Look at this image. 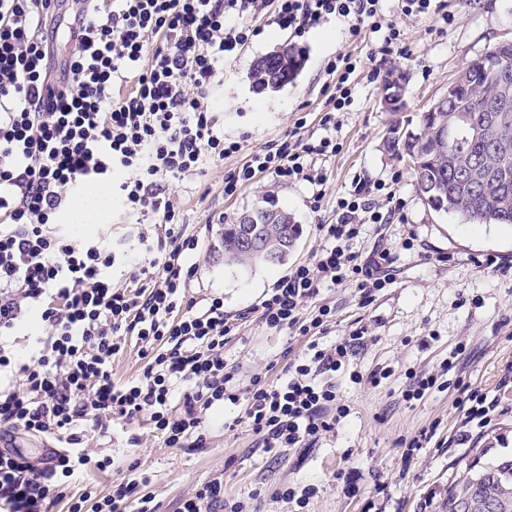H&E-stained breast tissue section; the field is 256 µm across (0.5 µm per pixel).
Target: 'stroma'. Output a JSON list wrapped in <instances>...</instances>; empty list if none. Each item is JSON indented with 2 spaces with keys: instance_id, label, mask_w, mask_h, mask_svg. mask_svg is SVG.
<instances>
[{
  "instance_id": "obj_1",
  "label": "stroma",
  "mask_w": 512,
  "mask_h": 512,
  "mask_svg": "<svg viewBox=\"0 0 512 512\" xmlns=\"http://www.w3.org/2000/svg\"><path fill=\"white\" fill-rule=\"evenodd\" d=\"M451 22L436 17L411 20L401 16L398 0H386L389 20L403 33L411 55L381 58V33L364 41L348 38L346 22L331 19L297 37L275 26L239 49L224 63V74L211 96L223 115L225 137L242 141L245 151L292 131L306 118L309 131L318 128L321 88L327 63L337 53L360 61L354 103L336 115L340 149L321 164L326 182L321 209L310 201L316 188L305 181L280 183L258 177L232 199L224 197V173L239 158L205 165L192 180L172 185L171 198L186 235L198 241L189 261L195 274L187 290L194 299L218 295L224 312L237 314L257 304L274 281L294 265L308 261L323 247L317 227L336 220V200L347 196L353 178L373 184L401 172L400 194L406 200L404 223L366 225L355 249L368 253L374 245L390 248L396 257L392 284L362 305L355 285L324 288L319 303L335 316L325 344L346 336L352 325L367 330L364 346L335 375L336 391L347 413L334 430L308 448L264 452L240 408L208 414L207 446L199 451L166 447L150 433L146 419L132 420L106 452L122 476L149 471V487L158 512H177L179 502L197 484L224 478V499L242 502L246 512H288L277 498L286 484L316 489L303 512H439L461 448L428 446L405 458L402 440L438 423L444 436L457 433L464 419L456 408L457 380L488 395H498L500 379L512 365V227L487 224L469 227L453 214L435 211L416 192L407 160L391 155L385 139L397 120L381 100L385 78H406L408 115L427 110L443 96L457 73L493 45L512 40V0H448ZM333 33L323 43L321 32ZM286 44L304 52L294 81L276 92L257 91L250 80L255 62ZM274 204L291 214L299 233L287 259L277 265H225L215 245L222 224L238 223L256 207ZM446 262H439V255ZM462 354H455V347ZM305 337L267 328L250 318L239 336L224 346V361L235 372L237 388L253 377L277 381L291 359L304 353ZM384 371L379 384L371 374ZM434 375L441 388L420 400H405L413 376ZM491 421L474 430L470 446L487 449L488 459L512 452V391L500 395ZM139 445H130V437Z\"/></svg>"
}]
</instances>
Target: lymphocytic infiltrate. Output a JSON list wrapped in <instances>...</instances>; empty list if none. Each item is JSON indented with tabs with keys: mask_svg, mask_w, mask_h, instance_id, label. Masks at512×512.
Wrapping results in <instances>:
<instances>
[{
	"mask_svg": "<svg viewBox=\"0 0 512 512\" xmlns=\"http://www.w3.org/2000/svg\"><path fill=\"white\" fill-rule=\"evenodd\" d=\"M383 0H0V512H52L72 479L106 471L99 448L118 425L147 417L170 448L206 446V414L245 401V419L266 450L303 448L335 429L345 414L334 383L367 329L355 327L321 346L334 317L317 298L328 285L354 284L363 302L393 281L395 257L383 245L353 251L364 224L404 218L395 186L378 205L368 186L336 200V221L319 225L325 241L313 260L289 270L255 305L232 316L224 300H187L194 276L187 255L198 241L181 229L168 181L197 175L206 163L242 152L225 137L209 88L224 56L260 33L253 18L303 36L330 17L348 19L351 39L383 31L382 54L408 58L400 28L384 18ZM360 65L348 53L327 63L318 124L323 137L296 129L251 151L224 175L231 198L261 174L322 185L312 170L333 154L336 115L354 102ZM111 183L118 212L140 224V247L128 253L103 241L73 243L61 222L91 182ZM128 281L112 279L115 264ZM43 336L24 350L10 338L32 314ZM266 327L307 337L304 358L286 364L287 379L253 378L244 393L228 384L224 345L250 316ZM136 348L140 375L115 379L112 360ZM46 442L38 456L19 435ZM149 474L113 481L98 498L83 493L68 512H157L144 493ZM179 512H243L226 506L224 479L196 486Z\"/></svg>",
	"mask_w": 512,
	"mask_h": 512,
	"instance_id": "f902f5d3",
	"label": "lymphocytic infiltrate"
}]
</instances>
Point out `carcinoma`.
Masks as SVG:
<instances>
[{
	"instance_id": "cac0c4a2",
	"label": "carcinoma",
	"mask_w": 512,
	"mask_h": 512,
	"mask_svg": "<svg viewBox=\"0 0 512 512\" xmlns=\"http://www.w3.org/2000/svg\"><path fill=\"white\" fill-rule=\"evenodd\" d=\"M303 52L294 45L280 48L273 57L259 59L250 74L254 87L276 91L294 80L302 68ZM468 84L443 104L434 115L424 112L412 121L416 136L389 146L396 156L416 159L412 168L415 190L426 184L433 195L429 205L460 217L464 224H512V82L503 90L496 76L483 60L466 66ZM486 128V136L462 141H439L436 124H452L459 113ZM468 169L472 177L462 180L458 171ZM278 214L282 224H267L266 217ZM256 228L264 237L265 249L244 251L240 248L241 225L221 228L220 245L224 264H275L285 259L298 236V225L288 212L274 206L255 209ZM484 449H472V459L464 462L457 476L448 482L440 512H455V502L468 498L475 512H512V456L503 455L482 462Z\"/></svg>"
}]
</instances>
